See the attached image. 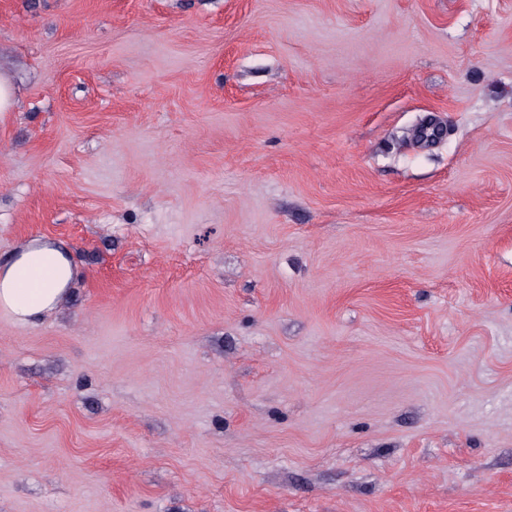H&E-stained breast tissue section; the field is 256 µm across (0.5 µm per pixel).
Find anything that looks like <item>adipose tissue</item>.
<instances>
[{"label":"adipose tissue","instance_id":"adipose-tissue-1","mask_svg":"<svg viewBox=\"0 0 512 512\" xmlns=\"http://www.w3.org/2000/svg\"><path fill=\"white\" fill-rule=\"evenodd\" d=\"M76 275L65 247L31 239L0 263V310L16 322L35 323L66 300Z\"/></svg>","mask_w":512,"mask_h":512}]
</instances>
